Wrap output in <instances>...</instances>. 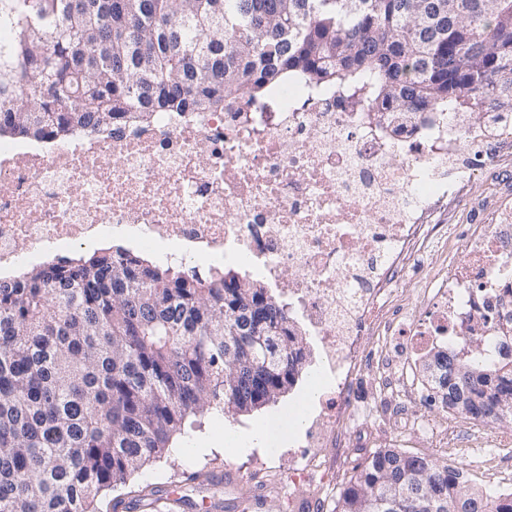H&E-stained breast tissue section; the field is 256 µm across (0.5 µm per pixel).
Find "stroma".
I'll return each instance as SVG.
<instances>
[{
  "instance_id": "35a3bbf8",
  "label": "stroma",
  "mask_w": 512,
  "mask_h": 512,
  "mask_svg": "<svg viewBox=\"0 0 512 512\" xmlns=\"http://www.w3.org/2000/svg\"><path fill=\"white\" fill-rule=\"evenodd\" d=\"M300 398L301 388L296 385L276 402L249 413H206L191 435H178L161 458L149 462L133 476V483L152 481L159 473L171 475L169 498L154 512H308L306 499L310 489L319 484V476L310 477L292 498H284L278 490L288 467L306 453L300 434L287 433L275 450L228 448L223 441L226 430L245 434L261 419L290 413ZM447 416V435L431 443L411 445V452L441 460L450 456L485 459L505 442L493 427L471 416ZM197 444L202 447L199 454H184V447Z\"/></svg>"
}]
</instances>
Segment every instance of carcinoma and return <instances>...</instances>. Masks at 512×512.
<instances>
[{"instance_id": "1", "label": "carcinoma", "mask_w": 512, "mask_h": 512, "mask_svg": "<svg viewBox=\"0 0 512 512\" xmlns=\"http://www.w3.org/2000/svg\"><path fill=\"white\" fill-rule=\"evenodd\" d=\"M1 22L0 136L249 108L293 79L391 112L512 105V0H0ZM310 356L286 299L218 266L200 276L114 245L0 281V512H118L188 417L274 402ZM420 377L448 411L512 428L511 344L442 349ZM164 492L148 483L139 500ZM333 512H512V496L378 448Z\"/></svg>"}]
</instances>
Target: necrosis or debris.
I'll use <instances>...</instances> for the list:
<instances>
[{
  "mask_svg": "<svg viewBox=\"0 0 512 512\" xmlns=\"http://www.w3.org/2000/svg\"><path fill=\"white\" fill-rule=\"evenodd\" d=\"M512 166V113L360 109L285 86L247 112H155L66 141L0 140V272L120 235L159 258L243 259L287 290L323 352L308 447H351L376 419L403 440L414 367L443 344L477 353L512 336V194L488 188L481 222L457 214L478 175ZM415 289L408 299L407 289ZM376 369L374 410L352 388Z\"/></svg>",
  "mask_w": 512,
  "mask_h": 512,
  "instance_id": "necrosis-or-debris-1",
  "label": "necrosis or debris"
}]
</instances>
